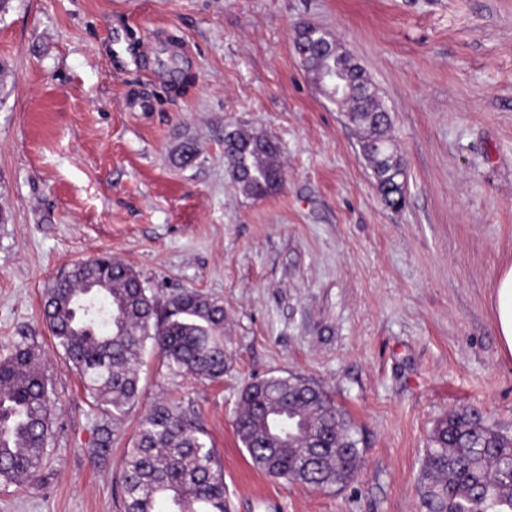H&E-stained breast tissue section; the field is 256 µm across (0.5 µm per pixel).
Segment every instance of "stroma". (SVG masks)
<instances>
[{
	"instance_id": "1",
	"label": "stroma",
	"mask_w": 512,
	"mask_h": 512,
	"mask_svg": "<svg viewBox=\"0 0 512 512\" xmlns=\"http://www.w3.org/2000/svg\"><path fill=\"white\" fill-rule=\"evenodd\" d=\"M306 23L390 113L401 211L301 64ZM0 65V358L40 350L58 429L42 484L0 483V512H120L118 461L162 402L205 430L229 512H420L438 418L473 404L512 432L493 299L512 266V0H10ZM228 127L278 145L281 190L240 188ZM186 136L200 154L179 168ZM101 253L158 300L192 288L222 303L227 362L223 380L200 381L146 351L106 460L41 313L48 284ZM271 375L347 410L353 482L319 490L253 466L234 422L245 385Z\"/></svg>"
}]
</instances>
